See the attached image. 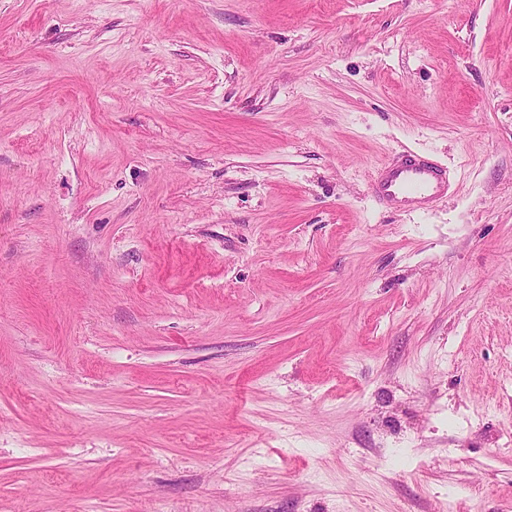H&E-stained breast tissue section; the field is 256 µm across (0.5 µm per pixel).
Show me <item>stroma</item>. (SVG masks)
<instances>
[{
  "instance_id": "stroma-1",
  "label": "stroma",
  "mask_w": 512,
  "mask_h": 512,
  "mask_svg": "<svg viewBox=\"0 0 512 512\" xmlns=\"http://www.w3.org/2000/svg\"><path fill=\"white\" fill-rule=\"evenodd\" d=\"M447 503L512 512V0H0V512ZM367 185L380 203L398 212L413 213L447 194L449 179L438 163L406 152L372 172Z\"/></svg>"
}]
</instances>
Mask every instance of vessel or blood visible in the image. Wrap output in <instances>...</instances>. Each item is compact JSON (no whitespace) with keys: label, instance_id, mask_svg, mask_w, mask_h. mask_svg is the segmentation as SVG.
I'll return each instance as SVG.
<instances>
[{"label":"vessel or blood","instance_id":"vessel-or-blood-1","mask_svg":"<svg viewBox=\"0 0 512 512\" xmlns=\"http://www.w3.org/2000/svg\"><path fill=\"white\" fill-rule=\"evenodd\" d=\"M367 185L380 203L399 212L413 213L447 194L449 179L438 163L409 152L372 172Z\"/></svg>","mask_w":512,"mask_h":512}]
</instances>
